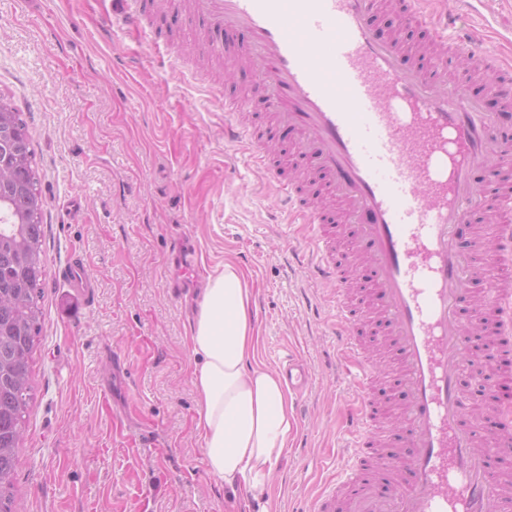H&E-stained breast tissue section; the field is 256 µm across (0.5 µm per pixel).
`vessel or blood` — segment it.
Instances as JSON below:
<instances>
[{
  "label": "vessel or blood",
  "instance_id": "b4317fda",
  "mask_svg": "<svg viewBox=\"0 0 512 512\" xmlns=\"http://www.w3.org/2000/svg\"><path fill=\"white\" fill-rule=\"evenodd\" d=\"M121 26L147 32L139 0H115ZM432 0H407L404 23L422 25L446 44L409 61L406 48L376 25L383 0H193L195 12L228 33L248 35L246 55L278 124L298 134L307 174L325 181L341 207L329 223L323 203L304 197L265 155L257 161L306 230L291 252L326 284L336 305L337 342L353 361L354 400L346 431L359 448L376 447L382 421L368 390L378 377L363 354L366 326L384 336L402 404L400 456L379 458L384 472L411 478L385 498L341 480L352 512H512L465 421L473 392L490 389L512 362V65L491 63L486 111L468 81L448 70L477 60L472 30L451 29ZM246 100H224V143L251 138ZM489 168L484 187L473 173ZM494 212L493 245L474 263L462 241L477 213ZM353 239L355 248L341 249ZM497 271L491 299L475 302L472 284ZM494 347L480 350L486 326ZM289 389L303 391L309 371L281 365Z\"/></svg>",
  "mask_w": 512,
  "mask_h": 512
}]
</instances>
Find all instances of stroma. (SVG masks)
Listing matches in <instances>:
<instances>
[{"label":"stroma","instance_id":"35a3bbf8","mask_svg":"<svg viewBox=\"0 0 512 512\" xmlns=\"http://www.w3.org/2000/svg\"><path fill=\"white\" fill-rule=\"evenodd\" d=\"M112 2L0 0V93L25 114L46 200L45 317L14 512H235L196 427L194 295L170 286L182 231L200 280L229 259L253 282L258 362L308 365L273 480L276 512H308L352 456V388L329 292L288 261L298 224L255 159L224 144L221 99L252 74L209 54L217 32L183 2L154 25L171 57L113 26ZM436 8L461 16L485 57L512 53V0ZM248 112L267 157L302 173L265 101L250 97ZM77 262L93 274L80 293L66 277Z\"/></svg>","mask_w":512,"mask_h":512}]
</instances>
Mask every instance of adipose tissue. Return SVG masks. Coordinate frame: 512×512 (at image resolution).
<instances>
[{
    "mask_svg": "<svg viewBox=\"0 0 512 512\" xmlns=\"http://www.w3.org/2000/svg\"><path fill=\"white\" fill-rule=\"evenodd\" d=\"M255 292L225 261L195 299L190 352L192 384L208 475L244 512H273L269 487L294 425L292 395L280 376L256 360Z\"/></svg>",
    "mask_w": 512,
    "mask_h": 512,
    "instance_id": "ef3b65f1",
    "label": "adipose tissue"
}]
</instances>
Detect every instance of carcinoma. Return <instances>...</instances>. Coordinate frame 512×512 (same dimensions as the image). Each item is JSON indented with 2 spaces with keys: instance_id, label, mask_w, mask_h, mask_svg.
<instances>
[{
  "instance_id": "1",
  "label": "carcinoma",
  "mask_w": 512,
  "mask_h": 512,
  "mask_svg": "<svg viewBox=\"0 0 512 512\" xmlns=\"http://www.w3.org/2000/svg\"><path fill=\"white\" fill-rule=\"evenodd\" d=\"M45 196L23 112L0 93V512L34 399L30 363L44 321Z\"/></svg>"
}]
</instances>
